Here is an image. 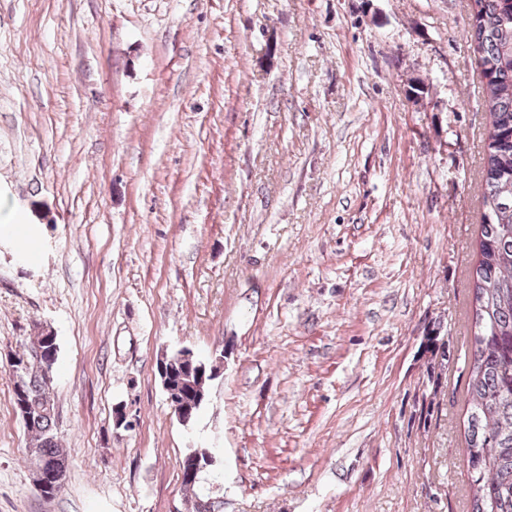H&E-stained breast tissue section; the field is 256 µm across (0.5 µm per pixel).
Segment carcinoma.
Returning <instances> with one entry per match:
<instances>
[{"label": "carcinoma", "instance_id": "1", "mask_svg": "<svg viewBox=\"0 0 512 512\" xmlns=\"http://www.w3.org/2000/svg\"><path fill=\"white\" fill-rule=\"evenodd\" d=\"M467 34L481 75L489 127L481 173L485 205L480 225L479 259L473 267V321L476 332L469 353L466 442L469 512H512V0H476ZM432 353L429 371L450 358L440 328L426 337ZM57 340L39 332L27 348L28 364L9 371L13 402L24 413L30 433L31 469L52 471L67 460L54 433L53 378L41 360L56 363ZM183 400H193L198 381L180 369L170 378ZM191 492L192 512H221L222 502Z\"/></svg>", "mask_w": 512, "mask_h": 512}]
</instances>
